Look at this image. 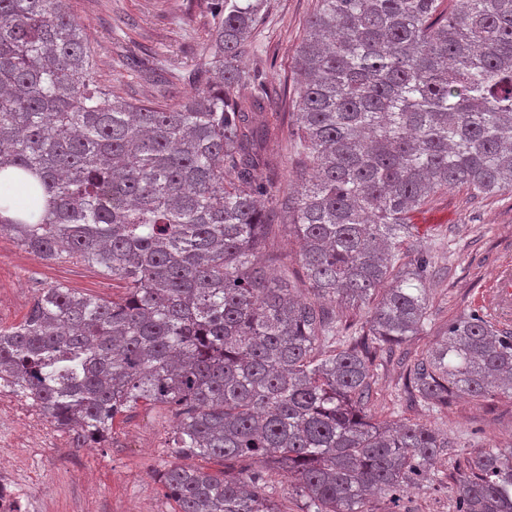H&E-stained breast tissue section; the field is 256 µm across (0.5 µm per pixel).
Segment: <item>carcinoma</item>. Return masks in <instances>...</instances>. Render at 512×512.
Segmentation results:
<instances>
[{
  "label": "carcinoma",
  "mask_w": 512,
  "mask_h": 512,
  "mask_svg": "<svg viewBox=\"0 0 512 512\" xmlns=\"http://www.w3.org/2000/svg\"><path fill=\"white\" fill-rule=\"evenodd\" d=\"M262 2L217 0L198 88L159 108L97 85L67 0H0V180L28 199L15 216L0 207V234L127 284L112 302L40 289L0 326V385L77 448L132 407H169L174 456L239 469L169 464L158 477L178 512H288L267 467L294 475L305 512H369L377 493L397 507L448 443L363 412L373 355L428 325L426 259L402 260L410 212L448 188L512 190V0H317L286 194L260 147L279 92L239 66ZM278 214L317 296L373 303L320 360L329 312L256 261ZM406 389L432 406L511 396L512 332L478 314L450 323ZM453 495L455 512H512V452L465 458Z\"/></svg>",
  "instance_id": "1"
}]
</instances>
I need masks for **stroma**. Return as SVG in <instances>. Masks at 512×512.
<instances>
[{
  "instance_id": "obj_1",
  "label": "stroma",
  "mask_w": 512,
  "mask_h": 512,
  "mask_svg": "<svg viewBox=\"0 0 512 512\" xmlns=\"http://www.w3.org/2000/svg\"><path fill=\"white\" fill-rule=\"evenodd\" d=\"M316 0H265L254 40L256 53L240 65L286 93L266 112L263 149L288 190L300 168L290 125L295 109V57ZM93 50L101 85L135 103L161 108L194 92L192 69L213 28L211 0H69ZM418 248L430 261V320L400 347L378 350L373 363L368 414L395 422L420 423L448 437L431 480L408 487L401 512H453L455 464L480 448L512 446V397L459 396L431 407L405 388L407 364L425 356L448 322L484 313L483 298L500 266L512 262V190L473 197L462 188L441 191L412 215ZM277 255L276 273L301 298L313 293L298 261V244L286 225H274L266 245ZM63 284L104 301L125 296V281L96 266L70 260L47 261L0 235V324L16 325L28 313L38 289ZM173 415L139 404L116 419L105 442L74 447L68 433L47 425L30 433L15 425L0 433V464L14 466L22 480H34L44 493V512H174L175 504L155 477L173 459ZM180 465L209 472L221 465L200 457Z\"/></svg>"
}]
</instances>
